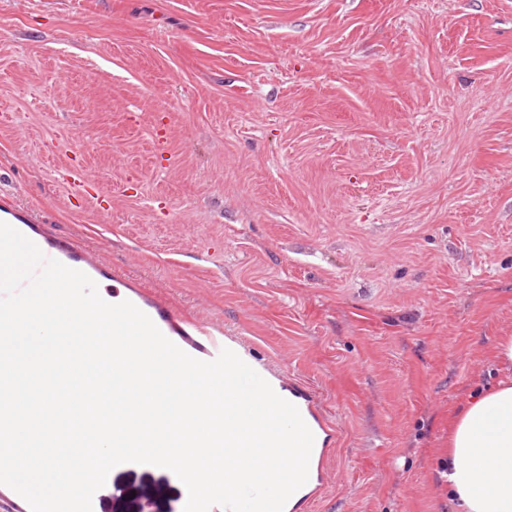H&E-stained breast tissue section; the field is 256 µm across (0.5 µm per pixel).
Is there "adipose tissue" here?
<instances>
[{
	"mask_svg": "<svg viewBox=\"0 0 512 512\" xmlns=\"http://www.w3.org/2000/svg\"><path fill=\"white\" fill-rule=\"evenodd\" d=\"M497 387L472 396L448 433V483L460 512H512V335L499 337Z\"/></svg>",
	"mask_w": 512,
	"mask_h": 512,
	"instance_id": "obj_1",
	"label": "adipose tissue"
}]
</instances>
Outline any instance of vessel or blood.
Instances as JSON below:
<instances>
[{
	"mask_svg": "<svg viewBox=\"0 0 512 512\" xmlns=\"http://www.w3.org/2000/svg\"><path fill=\"white\" fill-rule=\"evenodd\" d=\"M0 222L7 223L31 240L46 258L55 259L64 265L82 271L86 275L105 274L104 264L84 253L55 244L40 233L37 226L39 217L28 208H22L9 200L0 201ZM112 300L132 302L155 323L159 330L188 355L202 360L215 359L222 349L236 351L239 357L250 367L259 368L260 363L237 338L214 332L208 326L197 325L194 332H187L166 308L157 302L140 298L130 281L113 276Z\"/></svg>",
	"mask_w": 512,
	"mask_h": 512,
	"instance_id": "obj_1",
	"label": "vessel or blood"
}]
</instances>
